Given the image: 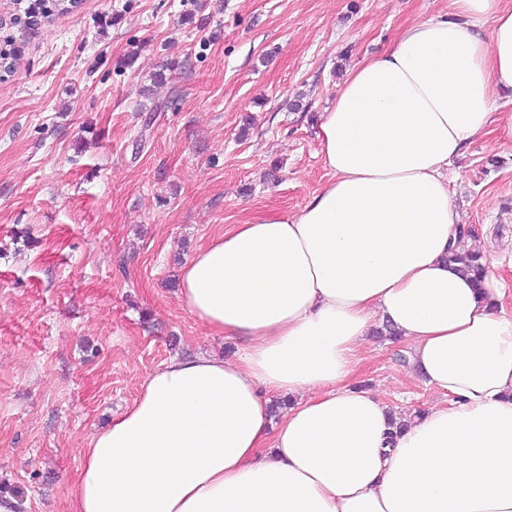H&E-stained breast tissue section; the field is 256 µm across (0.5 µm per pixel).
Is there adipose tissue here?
Masks as SVG:
<instances>
[{"instance_id":"adipose-tissue-1","label":"adipose tissue","mask_w":512,"mask_h":512,"mask_svg":"<svg viewBox=\"0 0 512 512\" xmlns=\"http://www.w3.org/2000/svg\"><path fill=\"white\" fill-rule=\"evenodd\" d=\"M355 66L317 125L329 181L293 216L216 236L179 298L230 359L172 358L92 437L71 512H512V283L448 251L444 172L512 142V7L452 0ZM390 324L441 402L404 413L355 377ZM289 400L272 423V397Z\"/></svg>"}]
</instances>
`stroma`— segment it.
Masks as SVG:
<instances>
[{"instance_id":"obj_1","label":"stroma","mask_w":512,"mask_h":512,"mask_svg":"<svg viewBox=\"0 0 512 512\" xmlns=\"http://www.w3.org/2000/svg\"><path fill=\"white\" fill-rule=\"evenodd\" d=\"M0 0V495L70 512L83 448L173 357L235 356L179 300L224 229L297 213L330 177L317 120L338 84L451 0ZM470 244L512 278V145L448 167ZM360 378L439 401L406 344Z\"/></svg>"}]
</instances>
